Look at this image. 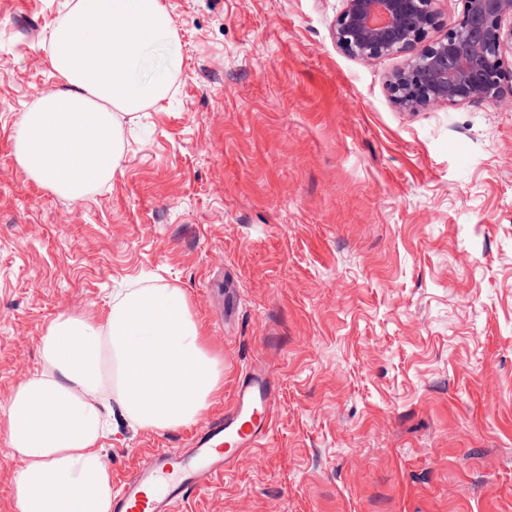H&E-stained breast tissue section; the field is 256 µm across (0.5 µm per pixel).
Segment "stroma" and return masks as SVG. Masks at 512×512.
Here are the masks:
<instances>
[{
    "label": "stroma",
    "instance_id": "obj_1",
    "mask_svg": "<svg viewBox=\"0 0 512 512\" xmlns=\"http://www.w3.org/2000/svg\"><path fill=\"white\" fill-rule=\"evenodd\" d=\"M171 89L123 124L112 180L71 201L13 135L62 86L72 0H0V512H18L6 410L61 313L175 288L224 361L192 423L119 421L113 479L186 450L245 371L277 380L264 446L180 512H512V112H405L402 57L341 52L343 0H161Z\"/></svg>",
    "mask_w": 512,
    "mask_h": 512
}]
</instances>
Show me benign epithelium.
Instances as JSON below:
<instances>
[{"mask_svg":"<svg viewBox=\"0 0 512 512\" xmlns=\"http://www.w3.org/2000/svg\"><path fill=\"white\" fill-rule=\"evenodd\" d=\"M333 24L336 47L369 62L405 57L385 77L404 112L485 103L512 106V0H462L446 32L437 0H343Z\"/></svg>","mask_w":512,"mask_h":512,"instance_id":"benign-epithelium-1","label":"benign epithelium"}]
</instances>
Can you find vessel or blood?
<instances>
[{"instance_id":"vessel-or-blood-1","label":"vessel or blood","mask_w":512,"mask_h":512,"mask_svg":"<svg viewBox=\"0 0 512 512\" xmlns=\"http://www.w3.org/2000/svg\"><path fill=\"white\" fill-rule=\"evenodd\" d=\"M276 379L246 372L223 419L195 435L188 450L155 448L151 464L125 476L112 496V512H177L180 504L262 447L275 413Z\"/></svg>"}]
</instances>
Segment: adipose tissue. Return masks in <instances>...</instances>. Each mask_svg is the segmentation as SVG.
<instances>
[{
    "instance_id": "obj_1",
    "label": "adipose tissue",
    "mask_w": 512,
    "mask_h": 512,
    "mask_svg": "<svg viewBox=\"0 0 512 512\" xmlns=\"http://www.w3.org/2000/svg\"><path fill=\"white\" fill-rule=\"evenodd\" d=\"M49 53L66 86L41 91L23 113L14 155L34 182L77 201L118 169L124 117L168 94L179 40L161 0H74ZM43 356L48 371L7 407L8 445L24 463L18 512H111L97 446L109 426L189 424L224 383L184 295L169 288L128 291L102 322L60 314Z\"/></svg>"
}]
</instances>
